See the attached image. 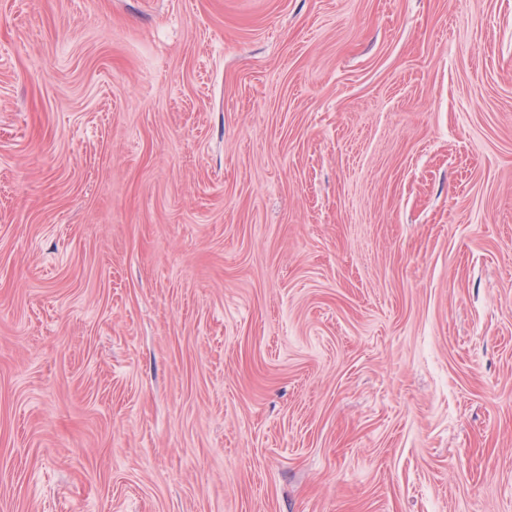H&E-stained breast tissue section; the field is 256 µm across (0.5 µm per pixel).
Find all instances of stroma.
<instances>
[{
    "label": "stroma",
    "mask_w": 512,
    "mask_h": 512,
    "mask_svg": "<svg viewBox=\"0 0 512 512\" xmlns=\"http://www.w3.org/2000/svg\"><path fill=\"white\" fill-rule=\"evenodd\" d=\"M0 512H512V0H0Z\"/></svg>",
    "instance_id": "1"
}]
</instances>
